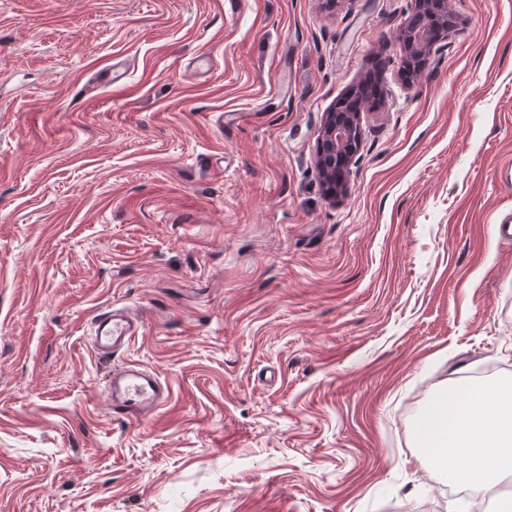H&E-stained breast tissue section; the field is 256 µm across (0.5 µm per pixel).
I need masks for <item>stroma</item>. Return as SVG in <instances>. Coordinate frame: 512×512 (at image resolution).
I'll return each instance as SVG.
<instances>
[{
	"label": "stroma",
	"instance_id": "1",
	"mask_svg": "<svg viewBox=\"0 0 512 512\" xmlns=\"http://www.w3.org/2000/svg\"><path fill=\"white\" fill-rule=\"evenodd\" d=\"M449 7L409 79L410 0H0V512H494L411 434L512 378V0ZM373 70L335 200L325 114ZM142 321L122 309H112L95 317L93 346L101 355L110 357L139 336ZM108 391L112 413L127 419L147 417L169 398L158 377L136 364L114 369Z\"/></svg>",
	"mask_w": 512,
	"mask_h": 512
}]
</instances>
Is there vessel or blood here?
<instances>
[{"label": "vessel or blood", "instance_id": "vessel-or-blood-1", "mask_svg": "<svg viewBox=\"0 0 512 512\" xmlns=\"http://www.w3.org/2000/svg\"><path fill=\"white\" fill-rule=\"evenodd\" d=\"M142 327L141 320L127 311L103 312L95 318L94 349L106 357L117 354L140 334ZM108 391L113 414L127 419L149 416L169 398L168 389L158 377L135 364L113 370Z\"/></svg>", "mask_w": 512, "mask_h": 512}]
</instances>
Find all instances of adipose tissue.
<instances>
[{"instance_id": "obj_1", "label": "adipose tissue", "mask_w": 512, "mask_h": 512, "mask_svg": "<svg viewBox=\"0 0 512 512\" xmlns=\"http://www.w3.org/2000/svg\"><path fill=\"white\" fill-rule=\"evenodd\" d=\"M413 437L430 468L483 498L494 480L512 475V381L442 393L415 419Z\"/></svg>"}]
</instances>
